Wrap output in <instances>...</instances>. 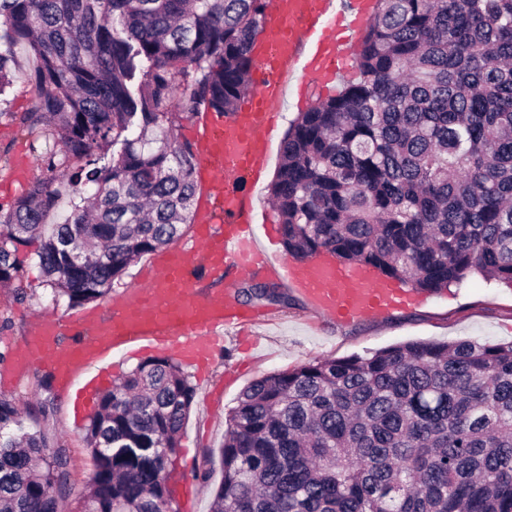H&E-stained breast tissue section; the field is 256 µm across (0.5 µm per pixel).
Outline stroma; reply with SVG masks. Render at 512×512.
<instances>
[{
    "label": "stroma",
    "instance_id": "obj_1",
    "mask_svg": "<svg viewBox=\"0 0 512 512\" xmlns=\"http://www.w3.org/2000/svg\"><path fill=\"white\" fill-rule=\"evenodd\" d=\"M16 60L13 84L0 100V209L9 208L30 181L48 176L42 161L44 137L28 134L19 123L37 98L27 79L35 59L20 46ZM25 157L31 158L33 165L22 182L16 168ZM277 166V159H270L253 188L256 207L266 215L265 223L255 226L256 238L271 259L287 256L281 233L275 228L277 215L269 203L268 186ZM268 224L273 227L269 233L264 230ZM39 248L36 240L19 247L16 261L22 277L0 285V393L16 396L23 408L43 398L50 400L51 415L37 427L69 450L70 480L60 497V510L85 512L93 461L86 448L85 421L74 415L72 392L56 384L44 361H17L18 350L32 334L35 317L70 323L80 321L85 312L84 307L69 305L67 299L55 298L39 264ZM288 298L285 305L236 299L237 307L251 311L250 320L225 333L205 376L188 370L196 397L170 467L169 486L176 512H210L221 473L208 471L205 455L223 442L226 414L256 378L316 358L368 356L408 341L512 342V285L487 281L477 274L442 292L423 294L419 306L395 310L382 321H321L299 294L289 292Z\"/></svg>",
    "mask_w": 512,
    "mask_h": 512
}]
</instances>
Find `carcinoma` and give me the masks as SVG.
I'll return each instance as SVG.
<instances>
[{
	"instance_id": "carcinoma-1",
	"label": "carcinoma",
	"mask_w": 512,
	"mask_h": 512,
	"mask_svg": "<svg viewBox=\"0 0 512 512\" xmlns=\"http://www.w3.org/2000/svg\"><path fill=\"white\" fill-rule=\"evenodd\" d=\"M267 0H0V96L35 58L21 117L55 124L52 176L0 209V283L18 247L71 306L179 239L197 195L177 119L234 112ZM354 72L299 113L270 187L288 255L436 293L512 283V0H374ZM80 162L69 171L67 162ZM93 187L62 224L54 187ZM247 299L288 302L272 284ZM196 397L172 357L139 364L85 426L86 512H174L168 463ZM0 395V512H59L70 456ZM211 512H512V342L410 341L251 382L225 418Z\"/></svg>"
}]
</instances>
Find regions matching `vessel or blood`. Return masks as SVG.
I'll return each mask as SVG.
<instances>
[{
	"instance_id": "obj_1",
	"label": "vessel or blood",
	"mask_w": 512,
	"mask_h": 512,
	"mask_svg": "<svg viewBox=\"0 0 512 512\" xmlns=\"http://www.w3.org/2000/svg\"><path fill=\"white\" fill-rule=\"evenodd\" d=\"M370 15L371 0H272L265 48L244 107L197 114L190 131L200 162L201 205L194 222L210 266L238 274L255 271L261 261L252 229L257 215L247 187L268 163L286 83L299 72L316 83L336 81L356 53ZM193 259L180 247L158 255L143 275V287L114 300L110 319L90 318L91 335L40 320L27 355L46 360L61 377L121 346L170 352L186 365L204 367L223 342L225 326L241 323L245 314L223 295H200ZM277 266L287 287L316 314L332 319L383 320L419 301L417 293L371 268L340 265L325 254L306 261L284 259ZM66 332L72 339L64 346L59 338Z\"/></svg>"
}]
</instances>
